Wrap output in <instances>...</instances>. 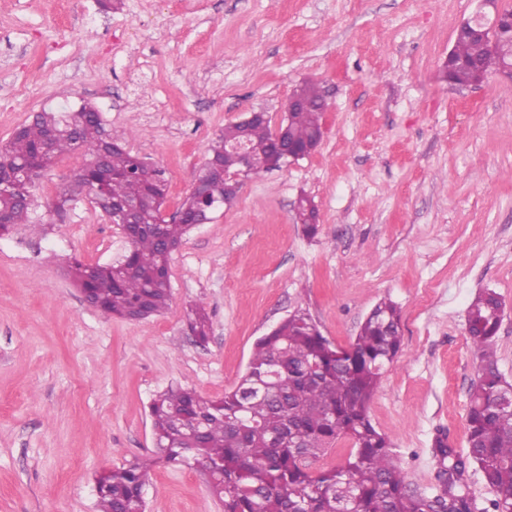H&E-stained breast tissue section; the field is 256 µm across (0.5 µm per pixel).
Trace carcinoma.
Instances as JSON below:
<instances>
[{"label":"carcinoma","mask_w":512,"mask_h":512,"mask_svg":"<svg viewBox=\"0 0 512 512\" xmlns=\"http://www.w3.org/2000/svg\"><path fill=\"white\" fill-rule=\"evenodd\" d=\"M451 54L470 64L458 69L452 82L472 84L474 70L486 80L512 67V39L491 29L474 38L460 26ZM291 98L297 106L282 121L283 141L318 147L323 91L307 82ZM235 142L253 149V175L272 169L271 158L280 154L269 125L231 124L210 147L229 171L238 168L237 153L227 149ZM75 151L86 157L76 173L80 180L62 190L57 201L68 204L74 190L99 186L86 174L103 158L112 173L99 186L105 199L139 200L141 220H158L168 194L163 173L114 142L90 103L36 113L0 147V172L8 177L27 165L44 170ZM32 188L33 182H22L14 193L0 196V234L34 223ZM180 208L188 211L189 222L163 225L160 238L133 233L122 264L73 263V280L90 304L125 320L168 308L161 239L180 244L193 225L210 220V211L189 196ZM298 216L306 234L315 235L317 208L309 202ZM503 316V301L492 291L478 294L469 305L466 331L479 372L466 416L467 449L461 453L437 441L442 492L432 500L408 489L388 438L369 416L380 379L401 352V313L390 300L374 306L345 348L330 343L310 315L297 310L256 340L246 372L224 396L206 397L188 385L158 393L149 406L159 441L156 461L216 472L213 489L224 512H432L441 500L448 501L450 512H512V384L499 371L494 351ZM188 321L196 342L206 345L208 315L195 308ZM343 438L352 443L347 456L337 465L315 467ZM473 464L493 494L483 507L469 491ZM149 469L150 464L133 461L96 477L99 512L141 508Z\"/></svg>","instance_id":"carcinoma-1"}]
</instances>
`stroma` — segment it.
I'll return each mask as SVG.
<instances>
[{
  "instance_id": "1",
  "label": "stroma",
  "mask_w": 512,
  "mask_h": 512,
  "mask_svg": "<svg viewBox=\"0 0 512 512\" xmlns=\"http://www.w3.org/2000/svg\"><path fill=\"white\" fill-rule=\"evenodd\" d=\"M481 0H0V145L43 109L94 104L164 171L172 215L224 126L284 119L325 86L310 156L248 178L169 262L168 310L102 314L68 273L126 249L91 197L50 205L85 159L36 180L38 226L0 236V512H97L95 477L156 456L149 405L181 383L233 389L255 341L296 310L348 346L370 310L401 309L403 351L369 404L411 490L439 495L437 441L466 448L480 291L505 302L495 350L512 382V80L448 83L457 27ZM319 211L307 236L300 198ZM211 334L196 344L190 308ZM146 512H224L193 469L154 468Z\"/></svg>"
}]
</instances>
